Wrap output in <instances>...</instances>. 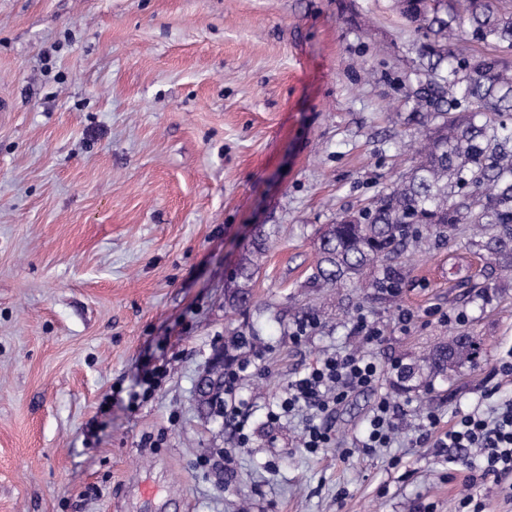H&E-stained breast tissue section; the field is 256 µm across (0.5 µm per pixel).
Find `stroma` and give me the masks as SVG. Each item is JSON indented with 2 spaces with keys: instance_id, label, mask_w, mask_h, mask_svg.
<instances>
[{
  "instance_id": "35a3bbf8",
  "label": "stroma",
  "mask_w": 512,
  "mask_h": 512,
  "mask_svg": "<svg viewBox=\"0 0 512 512\" xmlns=\"http://www.w3.org/2000/svg\"><path fill=\"white\" fill-rule=\"evenodd\" d=\"M419 48L395 0H0V512H449L460 483L417 428L512 401V379L485 394L512 355V277L459 224L404 258L398 301L305 286L320 229L427 132L406 100ZM260 225L255 303L234 312ZM361 314L381 341L353 335ZM457 314L473 361L403 380ZM239 330L263 353L244 448L198 397ZM355 350L387 371L330 414L337 446L267 420L296 373ZM383 395L402 429L366 454Z\"/></svg>"
}]
</instances>
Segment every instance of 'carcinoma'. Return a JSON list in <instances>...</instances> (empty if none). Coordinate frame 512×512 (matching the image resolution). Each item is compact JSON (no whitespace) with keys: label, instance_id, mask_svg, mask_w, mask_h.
I'll use <instances>...</instances> for the list:
<instances>
[{"label":"carcinoma","instance_id":"carcinoma-1","mask_svg":"<svg viewBox=\"0 0 512 512\" xmlns=\"http://www.w3.org/2000/svg\"><path fill=\"white\" fill-rule=\"evenodd\" d=\"M400 15L425 42V80L411 88L419 118L432 128L406 172L358 211L320 232L318 258L307 287L329 290L372 270L369 287L386 297L402 288V259L431 239L443 241L457 224L474 225L472 243L500 267L512 269V59L499 53L450 49L455 41L512 50V0H397ZM267 235L240 264L236 278L254 277ZM252 298L242 285L231 309ZM242 332L224 339V364L210 366L201 404L224 394V374L236 353L255 345ZM472 336L456 334L429 348L406 377L446 376L477 353Z\"/></svg>","mask_w":512,"mask_h":512}]
</instances>
